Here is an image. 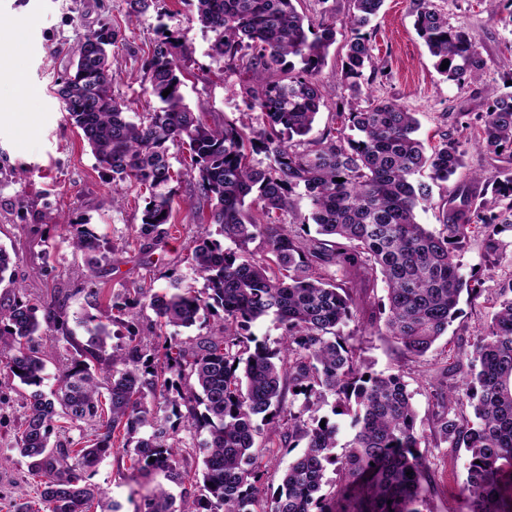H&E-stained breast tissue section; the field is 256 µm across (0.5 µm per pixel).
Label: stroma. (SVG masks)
<instances>
[{"label":"stroma","mask_w":512,"mask_h":512,"mask_svg":"<svg viewBox=\"0 0 512 512\" xmlns=\"http://www.w3.org/2000/svg\"><path fill=\"white\" fill-rule=\"evenodd\" d=\"M452 24L466 27L489 68L481 81L462 86L446 80L434 67L423 40L414 27L409 0H385L367 31L373 66L365 70L364 90L371 97L394 100L415 112L419 135L426 146L443 138L458 141L464 166L456 174L465 181L469 172L482 171L512 176V156H494L475 143V126L465 125L464 113L485 111L483 86L507 91L512 71L503 67L505 47L512 43V26L504 25L507 9L490 16L483 0H435ZM126 0H0V247L13 259L11 272L18 286L32 297L50 299L58 289H69L66 301L68 327L84 337L82 320L94 315L106 320L113 292L138 284L162 293L172 284L202 288L184 262V248L195 236L199 215L191 211L197 196L194 173L180 147L170 150L174 170L182 174L180 197L175 207V227L165 245L140 244L136 228L143 217L144 201L134 190L114 201L109 174L93 157L79 129L65 118L54 85L66 68L73 47L87 29L102 23L122 25L124 47L117 49L113 67L118 73L114 87L135 108L145 109L150 97L140 79L142 59L156 37L158 24H166L184 37L189 56L182 87L185 101L210 124L237 119L245 104L240 75L209 57L211 32L200 26L196 9L186 0H156L150 11L135 22L126 20ZM349 29L339 28L335 44L321 68L319 78L332 94L333 103L318 114L310 140L339 128L336 102L349 92L342 74L343 41ZM25 208H18L17 198ZM68 217L87 222L102 245L112 247L108 261L100 263L96 284L103 294L91 305L75 266H86L87 257L73 253L58 225ZM507 247L498 260H489L482 238L472 233L461 252L462 272L477 289L472 299H461L457 319L432 349L421 358L409 357L391 337L378 334L370 316L386 297L381 278L362 281L355 271L331 267L337 282L352 287L359 303L356 316L341 332L352 335L369 371L396 373L403 377L417 412L416 428L423 440L434 492L425 512H465L459 486L465 477L468 453L462 448L436 444L431 436L437 410L431 384L447 376L449 384L464 386L467 376L455 368L460 349L470 347L490 323L504 288L512 286V232L503 233ZM29 387L0 374V512H12L14 501L38 503L41 476L31 474L15 450V438L25 414ZM263 456L257 464L261 489L272 494L281 483L288 463L298 456L295 448L281 447L278 437L263 433L256 439ZM94 483L122 505L121 512H134L157 486L163 474L135 476L131 461L121 448H113L98 466Z\"/></svg>","instance_id":"stroma-1"}]
</instances>
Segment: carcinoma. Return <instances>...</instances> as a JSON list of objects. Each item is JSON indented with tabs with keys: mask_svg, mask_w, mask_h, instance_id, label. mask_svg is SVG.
Listing matches in <instances>:
<instances>
[{
	"mask_svg": "<svg viewBox=\"0 0 512 512\" xmlns=\"http://www.w3.org/2000/svg\"><path fill=\"white\" fill-rule=\"evenodd\" d=\"M297 0H195L197 20L213 33L211 56L236 62L248 111L235 121L209 125L186 103V68L177 32L161 24L141 64L142 82L157 103L128 117L131 104L114 93L112 52L126 39L117 25L102 24L73 48L72 69L56 81L66 117L81 130L100 167L115 184L138 189L145 205L136 229L146 241L161 242L179 196L169 148L190 154L197 172L199 225L186 261L204 281L199 291L150 293L142 287L112 294V325L127 341L108 351L111 331L94 316L83 318L87 339L67 327L68 292L40 305L6 277L12 265L0 247V284L14 289L0 307V343L8 356L0 366L26 386V412L16 450L28 469L43 477V512H119L120 504L92 483L96 466L112 453L116 430L132 468L160 471L181 487H164L144 497L137 512H247L261 490L257 471L245 465L262 427L303 452L285 470L265 512H422L431 492L428 465L420 452L413 395L398 374L364 369L359 348L340 333L355 317L347 288L329 276L332 265L359 263L380 273L387 286L378 307L384 334L412 356L425 355L456 318L462 293L476 288L460 273L459 252L471 228L481 230L487 256L502 248L499 234L512 230V177L478 174L509 200L504 211L479 222L480 207L465 185L448 189L444 231L418 223L417 211L431 203L430 185L415 180L423 169L446 182L463 165L464 152L446 138L431 152L416 137L415 113L393 100L366 98L361 79L372 65L370 37L363 32L384 0H351L344 21L343 71L350 101L339 107L343 128L298 150L331 93L318 79L336 43V18L311 19ZM154 0H126L127 17L146 15ZM414 26L429 53L449 66L440 71L458 85L483 76L488 61L462 25H452L435 0H410ZM171 93L162 96L163 90ZM487 110L477 114L478 145L490 154L512 149V93L491 89ZM265 155L263 163L256 156ZM309 200L307 220L316 235L293 232L280 216L293 209V196ZM76 253L101 252L98 237L82 221H62ZM262 238L269 262L255 261L249 244ZM229 241L233 247H224ZM44 308L54 344L42 345L37 317ZM155 314L154 326L191 327L200 313L220 309L219 336L169 344L161 355L147 351L135 330L137 309ZM274 316L283 336L272 347L249 333L256 320ZM62 363L58 390H40L47 362ZM466 389L475 401V421L451 412L450 390L434 385L441 411L434 438L469 453L459 494L466 512H512L504 486L512 480V297H504L490 325L476 337L467 362ZM337 415L351 417L354 435L342 454L333 453L338 425L313 416L327 396ZM160 401L170 413L159 416ZM325 426H320V423ZM77 429L85 440L72 447ZM198 437L202 480L185 487L188 458L181 433ZM339 480L325 494V472Z\"/></svg>",
	"mask_w": 512,
	"mask_h": 512,
	"instance_id": "1",
	"label": "carcinoma"
}]
</instances>
